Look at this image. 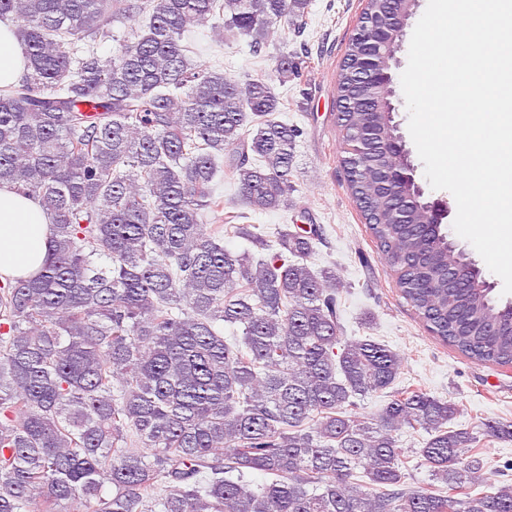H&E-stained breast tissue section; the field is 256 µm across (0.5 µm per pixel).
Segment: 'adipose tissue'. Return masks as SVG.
I'll list each match as a JSON object with an SVG mask.
<instances>
[{
	"mask_svg": "<svg viewBox=\"0 0 512 512\" xmlns=\"http://www.w3.org/2000/svg\"><path fill=\"white\" fill-rule=\"evenodd\" d=\"M26 58L10 27L0 25V87L17 83ZM50 221L39 203L23 193L0 188V282L37 275L49 254Z\"/></svg>",
	"mask_w": 512,
	"mask_h": 512,
	"instance_id": "ef3b65f1",
	"label": "adipose tissue"
}]
</instances>
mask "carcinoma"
I'll return each mask as SVG.
<instances>
[{
	"label": "carcinoma",
	"mask_w": 512,
	"mask_h": 512,
	"mask_svg": "<svg viewBox=\"0 0 512 512\" xmlns=\"http://www.w3.org/2000/svg\"><path fill=\"white\" fill-rule=\"evenodd\" d=\"M309 0H0L27 71L0 88V187L52 223L36 276L0 286V512H512L486 491L479 435L450 400L396 389V351L342 336L336 270L309 264L319 229L274 240L246 211L287 204L301 131L264 79L196 64L197 25L258 52ZM366 0L336 74L348 187L401 296L479 364L512 366V302L410 197L385 75L393 8ZM142 17L109 59L95 46ZM302 62L278 60L277 80ZM225 172L241 207L224 210ZM264 250L235 253L224 233ZM107 257L108 267L95 260ZM242 336L224 339V325ZM421 429L423 447L401 446ZM482 435L512 440V422ZM472 455L464 456L465 450ZM432 483L412 487V458ZM258 471V490L245 480ZM110 491L104 492V486Z\"/></svg>",
	"instance_id": "obj_1"
}]
</instances>
